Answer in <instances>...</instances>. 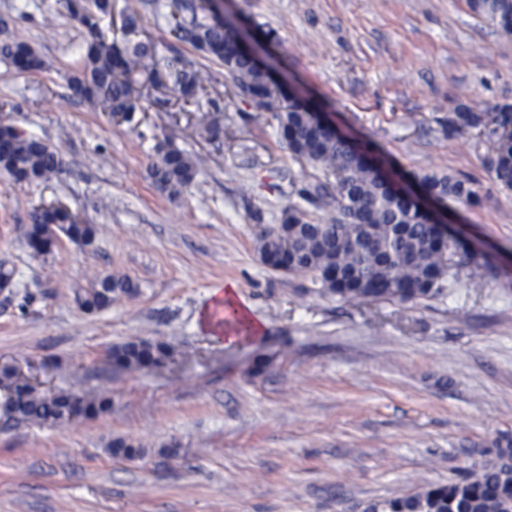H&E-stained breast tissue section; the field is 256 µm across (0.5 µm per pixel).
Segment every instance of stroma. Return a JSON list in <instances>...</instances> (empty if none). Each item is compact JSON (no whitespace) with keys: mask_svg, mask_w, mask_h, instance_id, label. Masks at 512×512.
Segmentation results:
<instances>
[{"mask_svg":"<svg viewBox=\"0 0 512 512\" xmlns=\"http://www.w3.org/2000/svg\"><path fill=\"white\" fill-rule=\"evenodd\" d=\"M224 15L265 46L282 88L395 171L468 181L479 204L449 203L448 220L475 258L440 300L307 294L255 242L317 173L222 64L145 7L141 41L209 82L183 102L136 77L147 110L135 130L71 97L83 30L62 0H0V44L28 43L44 61L28 74L0 58V123L63 162L43 183L0 175V264L17 279L0 292V366L46 392H112L110 412L64 429L0 422V512H355L459 480L512 436V194L488 173V139L450 123L476 101L512 105V39L466 0H224ZM216 104L210 143L197 127ZM158 138L205 159L173 199L148 174ZM41 201L94 225L93 243L34 255L25 230ZM112 272L139 296L85 313L76 292ZM229 283L260 327L231 344L201 319ZM133 337L167 341L175 361L113 372L109 349ZM118 436L144 441V456L110 455Z\"/></svg>","mask_w":512,"mask_h":512,"instance_id":"obj_1","label":"stroma"}]
</instances>
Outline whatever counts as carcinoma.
<instances>
[{
    "instance_id": "cac0c4a2",
    "label": "carcinoma",
    "mask_w": 512,
    "mask_h": 512,
    "mask_svg": "<svg viewBox=\"0 0 512 512\" xmlns=\"http://www.w3.org/2000/svg\"><path fill=\"white\" fill-rule=\"evenodd\" d=\"M478 17L506 38L512 37V0H468ZM70 16L84 29L80 67L69 77L73 95L91 105L101 104L114 117L134 121L146 108L132 95V76L144 72L148 79L169 85L189 101L206 91L207 78L188 70L179 57L156 58L146 44L135 40L142 20L140 2L128 0L122 11V41L105 37L102 17L111 13L112 0H65ZM165 18L175 20L172 32L181 42L223 63L239 97L260 98L258 110L269 111L278 140L292 157L320 169L324 182L316 195L326 215L307 218L300 203L284 209L280 223L256 238L259 260L267 267L310 282L304 292L334 298L346 304L368 301L437 300L446 295L449 270L473 259L459 240L445 237L441 227L424 213L410 191L416 189L445 209L448 201L471 204L476 193L465 181L434 170L413 173L406 188L387 181L386 160L346 135L315 120L310 105L295 96L269 91L266 76L235 46V33L200 13L196 0H167ZM0 55L22 72L42 66L38 53L24 42L0 46ZM461 126L482 128L492 141L487 169L502 190L512 192V138L499 129L512 124V107L484 108L476 104L459 113ZM0 173L20 183H41L61 167L57 152L43 141L0 125ZM205 159L192 157L166 142L155 145L151 176L158 188L171 196L189 187ZM90 243L94 232L66 208L39 206L26 231L36 255L53 250L59 235ZM139 288L127 276L112 274L92 280L76 295L88 312L108 308L121 297L133 299ZM173 348L161 341L134 339L110 349L112 365L141 370L161 366L173 357ZM0 387L16 395L5 409V421L63 428L78 417H96L112 406L107 389L85 400L65 394L51 395L16 378L10 366L0 369ZM495 461L472 469L464 478L445 486H428L400 497L369 502L363 512H512V438L497 441ZM110 451L129 460L142 454V445L123 438L109 444Z\"/></svg>"
}]
</instances>
